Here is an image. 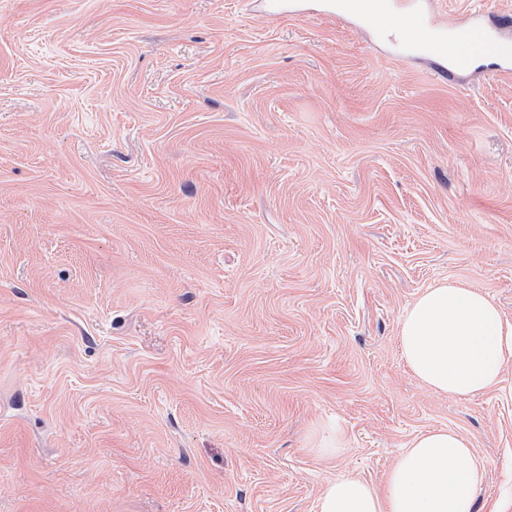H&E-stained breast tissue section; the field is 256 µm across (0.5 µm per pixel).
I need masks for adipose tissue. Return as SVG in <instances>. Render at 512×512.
Here are the masks:
<instances>
[{
    "instance_id": "1",
    "label": "adipose tissue",
    "mask_w": 512,
    "mask_h": 512,
    "mask_svg": "<svg viewBox=\"0 0 512 512\" xmlns=\"http://www.w3.org/2000/svg\"><path fill=\"white\" fill-rule=\"evenodd\" d=\"M400 352L435 392L470 397L494 387L512 358V327L478 290L446 280L427 288L405 313ZM483 465L452 429L417 435L387 475L384 490L342 475L328 482L318 512H475Z\"/></svg>"
}]
</instances>
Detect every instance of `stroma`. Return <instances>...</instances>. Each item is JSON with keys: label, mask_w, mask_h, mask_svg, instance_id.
Here are the masks:
<instances>
[{"label": "stroma", "mask_w": 512, "mask_h": 512, "mask_svg": "<svg viewBox=\"0 0 512 512\" xmlns=\"http://www.w3.org/2000/svg\"><path fill=\"white\" fill-rule=\"evenodd\" d=\"M512 0H431L442 21ZM261 0H0V512H316L419 433L512 512V360L433 393L401 320L512 326V78ZM340 451H323L329 433Z\"/></svg>", "instance_id": "obj_1"}]
</instances>
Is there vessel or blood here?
<instances>
[{
  "label": "vessel or blood",
  "instance_id": "1",
  "mask_svg": "<svg viewBox=\"0 0 512 512\" xmlns=\"http://www.w3.org/2000/svg\"><path fill=\"white\" fill-rule=\"evenodd\" d=\"M321 7L363 29L398 30L397 48L433 60L441 78L482 67L512 72V37L490 29L479 14L449 29L434 22L427 0H323Z\"/></svg>",
  "mask_w": 512,
  "mask_h": 512
}]
</instances>
